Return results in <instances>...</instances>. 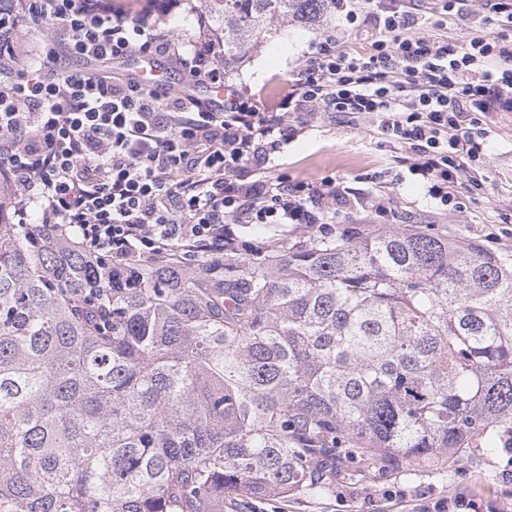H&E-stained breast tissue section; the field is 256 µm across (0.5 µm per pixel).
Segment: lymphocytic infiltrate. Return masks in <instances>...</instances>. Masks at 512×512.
<instances>
[{"instance_id": "1", "label": "lymphocytic infiltrate", "mask_w": 512, "mask_h": 512, "mask_svg": "<svg viewBox=\"0 0 512 512\" xmlns=\"http://www.w3.org/2000/svg\"><path fill=\"white\" fill-rule=\"evenodd\" d=\"M465 2L436 0L425 10L414 0H362L346 17L367 27L370 52L347 54L325 36L275 107L235 91L216 112L205 98L116 82L96 69L161 57L188 83L216 85L224 68L215 40L201 37L189 53L177 31L126 18L110 0H30L32 25L47 33L41 56L53 67L28 71L12 51L0 68V172L14 217L28 223L37 205L44 237H75L117 271L266 252L241 240L246 224L327 235L348 203L335 180L272 178L264 169L318 108L375 115L410 173L451 203L459 178L481 183L482 115L512 101V0H485L496 33L472 32L457 44L422 33L429 19L462 17ZM62 56L70 62L61 67Z\"/></svg>"}]
</instances>
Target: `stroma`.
<instances>
[{
    "mask_svg": "<svg viewBox=\"0 0 512 512\" xmlns=\"http://www.w3.org/2000/svg\"><path fill=\"white\" fill-rule=\"evenodd\" d=\"M161 18L188 43L200 28L217 27L200 0H181ZM489 18L488 11L473 0L463 19L443 28L426 27L425 33L459 42L479 26L493 31ZM328 34L335 35L339 49L349 53L364 51L370 43L361 23L347 21L341 10L317 26L291 22L232 64L224 82L254 94L259 107L272 106L282 87L297 76L313 46ZM307 122L306 133L289 139L276 154L270 173L312 182L335 179L350 200L336 214V229L418 225L458 240L479 242L502 258H512V112L486 115L489 152L482 172L487 182L481 189L458 186L460 204L456 207L443 206L425 184L397 163L396 145L371 116L318 112L308 116ZM378 200L389 203L388 212L372 209V202ZM423 496L431 502L461 496L477 504L480 512H512V448H496L478 461L464 459L444 472L420 465L378 471L361 459L340 455L336 482L321 495L228 498L224 512H413Z\"/></svg>",
    "mask_w": 512,
    "mask_h": 512,
    "instance_id": "35a3bbf8",
    "label": "stroma"
}]
</instances>
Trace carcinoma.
Listing matches in <instances>:
<instances>
[{"label":"carcinoma","mask_w":512,"mask_h":512,"mask_svg":"<svg viewBox=\"0 0 512 512\" xmlns=\"http://www.w3.org/2000/svg\"><path fill=\"white\" fill-rule=\"evenodd\" d=\"M224 66L336 0H204ZM512 444V264L419 228L112 274L0 209V512H224Z\"/></svg>","instance_id":"obj_1"}]
</instances>
